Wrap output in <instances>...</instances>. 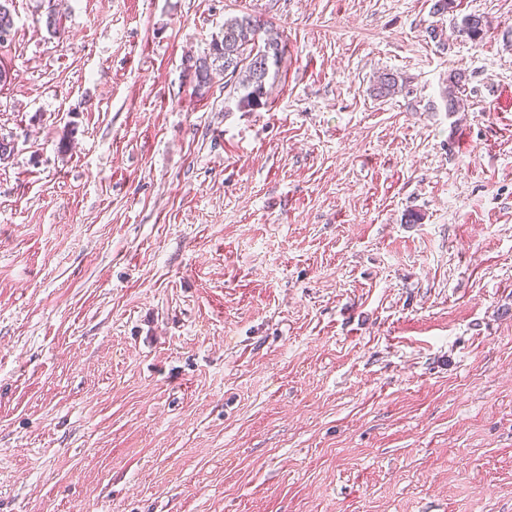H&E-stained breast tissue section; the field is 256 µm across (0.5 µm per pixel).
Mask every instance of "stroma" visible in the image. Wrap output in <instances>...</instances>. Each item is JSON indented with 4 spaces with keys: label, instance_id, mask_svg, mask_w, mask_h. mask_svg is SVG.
<instances>
[{
    "label": "stroma",
    "instance_id": "stroma-1",
    "mask_svg": "<svg viewBox=\"0 0 512 512\" xmlns=\"http://www.w3.org/2000/svg\"><path fill=\"white\" fill-rule=\"evenodd\" d=\"M435 2L14 0L0 512H512V0ZM284 48L279 35L265 29L253 16L231 17L224 21L223 40L214 41L204 55L186 60L193 74V88L203 95L221 76L228 95L238 94L240 108L263 107L267 104L271 67L275 68L274 75L279 72ZM455 28H457L456 32L458 38L479 44L486 34L487 22H485L484 18L481 16L470 14L463 17Z\"/></svg>",
    "mask_w": 512,
    "mask_h": 512
}]
</instances>
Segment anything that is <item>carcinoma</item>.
Listing matches in <instances>:
<instances>
[{
	"label": "carcinoma",
	"instance_id": "carcinoma-1",
	"mask_svg": "<svg viewBox=\"0 0 512 512\" xmlns=\"http://www.w3.org/2000/svg\"><path fill=\"white\" fill-rule=\"evenodd\" d=\"M11 0H0V44L6 42L2 35H12L14 20ZM487 22L477 15H467L456 25L457 37L475 44L482 42ZM285 45L278 34L263 28L259 20L249 14L234 16L224 21V39L211 44L208 52L186 60L187 69L193 74L194 90L203 95L214 84V79L224 78L228 94H238L237 105L255 109L267 104V84L271 68H279ZM463 73L448 76L446 109L461 110L460 94L463 92ZM398 89L397 78L382 73L373 84L376 95L385 97Z\"/></svg>",
	"mask_w": 512,
	"mask_h": 512
}]
</instances>
